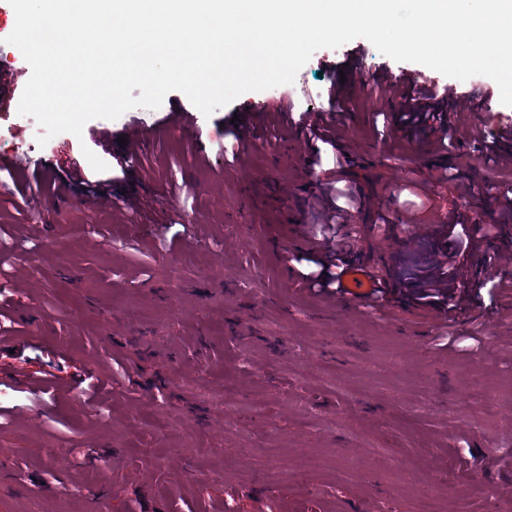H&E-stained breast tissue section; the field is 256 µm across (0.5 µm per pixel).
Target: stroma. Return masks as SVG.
Instances as JSON below:
<instances>
[{"mask_svg": "<svg viewBox=\"0 0 512 512\" xmlns=\"http://www.w3.org/2000/svg\"><path fill=\"white\" fill-rule=\"evenodd\" d=\"M399 75L491 109L462 112L468 133L447 149L377 129L404 93L370 90ZM342 79L352 108L329 111ZM287 103L278 136L259 123L225 149L234 114ZM177 108L185 125L169 122ZM319 117L340 130L343 168L311 161L301 124ZM133 126L153 134L122 169ZM509 126L492 79L397 62L363 38L208 116L173 91L41 145L34 118L0 110V244L24 245L0 267L14 320L0 332V512H417L426 495L439 512H512L507 304L477 322L458 312L456 330L482 338L475 355L438 350L443 318L402 276L433 267L449 212L512 239L498 203L512 164L480 149ZM331 175L361 194L343 230L386 282L383 309L282 282ZM76 372L106 380L98 400Z\"/></svg>", "mask_w": 512, "mask_h": 512, "instance_id": "stroma-1", "label": "stroma"}]
</instances>
